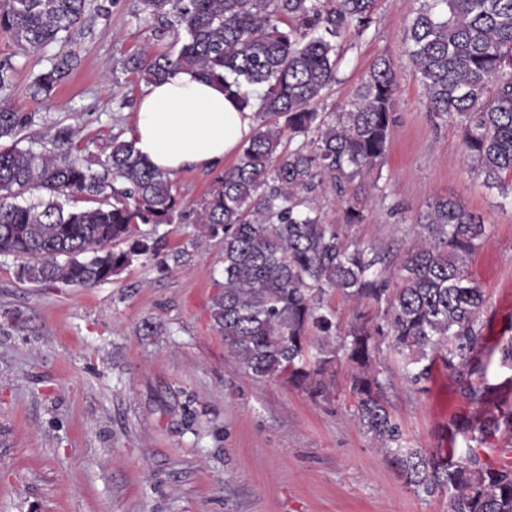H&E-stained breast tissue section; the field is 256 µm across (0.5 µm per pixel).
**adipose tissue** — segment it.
Returning <instances> with one entry per match:
<instances>
[{"label": "adipose tissue", "instance_id": "1", "mask_svg": "<svg viewBox=\"0 0 512 512\" xmlns=\"http://www.w3.org/2000/svg\"><path fill=\"white\" fill-rule=\"evenodd\" d=\"M255 126L254 110H238L221 86L181 70L143 88L132 136L155 168L204 170L235 153Z\"/></svg>", "mask_w": 512, "mask_h": 512}]
</instances>
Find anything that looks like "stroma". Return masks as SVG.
I'll return each instance as SVG.
<instances>
[{
    "instance_id": "obj_1",
    "label": "stroma",
    "mask_w": 512,
    "mask_h": 512,
    "mask_svg": "<svg viewBox=\"0 0 512 512\" xmlns=\"http://www.w3.org/2000/svg\"><path fill=\"white\" fill-rule=\"evenodd\" d=\"M418 6L376 0L371 27L345 33L338 81L318 111H339L385 56L400 119L386 162L348 184L345 197L325 187L318 205L343 237L384 251L393 276L436 197L480 215L489 236L468 272L486 298L485 341L503 344L512 339V192L485 185L461 129L430 115L408 55ZM136 11L137 0H114L109 14L89 17L75 36L76 68L46 102L31 84L59 45L25 54L0 37V62L13 67L0 100L35 113V132L72 126L103 155L117 128L131 127L143 89L123 59L175 47L174 38H153ZM214 176L176 175L187 206L160 228L167 272L140 261L90 289L47 288L18 280V260L0 255V512H447L445 498L409 485L362 431L346 360L316 399L238 370L210 318L221 245L196 220ZM347 197L358 198L365 223H345ZM427 365V379L412 384L386 337L372 370L404 447L435 457L452 446L449 423L482 406L461 392L442 351Z\"/></svg>"
}]
</instances>
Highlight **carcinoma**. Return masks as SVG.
I'll list each match as a JSON object with an SVG mask.
<instances>
[{
	"label": "carcinoma",
	"mask_w": 512,
	"mask_h": 512,
	"mask_svg": "<svg viewBox=\"0 0 512 512\" xmlns=\"http://www.w3.org/2000/svg\"><path fill=\"white\" fill-rule=\"evenodd\" d=\"M374 6L375 0H138L137 15L155 36L174 30L183 37L177 50L135 52L123 68L147 84L196 70L222 85L240 109L257 107L260 122L237 162L214 177L198 211L207 236L222 242L224 282L211 318L238 369L256 379L283 378L317 398L329 393L336 361L347 360L357 367L351 391L361 429L393 455L410 485L447 496L448 512H512V467L496 466L472 446L512 428L511 406L457 425L464 448L438 462L401 445L400 427L370 373L375 338L387 335L408 353L412 383L426 379L423 361L441 350L455 380L479 395L482 386L470 377L482 344L484 294L466 261L488 236L483 218L456 199L436 198L415 225L418 242L400 262L393 288L385 255L344 239L317 206L325 182L342 195L387 157L397 101L389 59L372 64L342 111L316 110L338 81L339 40L347 30H368ZM92 11L105 15L109 7L0 0V35L20 50L61 44L35 77L34 95H50L69 77L78 60L72 35ZM408 41L428 109L460 126L485 182L501 185L512 177V0H421ZM34 118L0 103V138L15 140L0 151V255L20 260L19 278L93 288L136 261L167 271L153 230L182 215L172 175L149 164L122 129L105 157L92 160L73 127L59 125L46 140L30 132ZM23 141L27 146L18 147ZM32 191L45 198L17 202ZM329 292L384 308L383 321L359 311L341 330L324 305ZM313 335L322 340L314 351Z\"/></svg>",
	"instance_id": "cac0c4a2"
}]
</instances>
